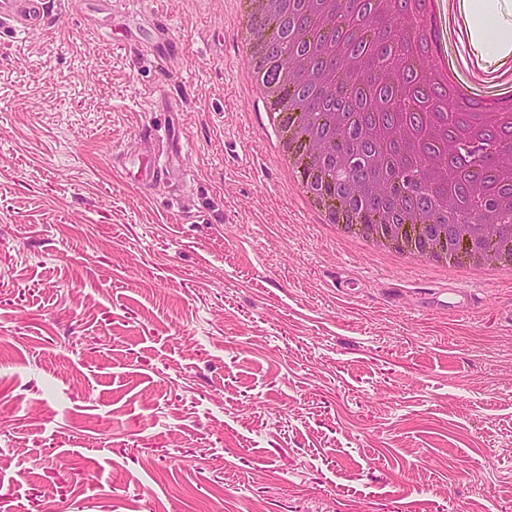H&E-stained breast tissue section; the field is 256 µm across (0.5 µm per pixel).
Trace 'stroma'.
Segmentation results:
<instances>
[{
	"instance_id": "obj_1",
	"label": "stroma",
	"mask_w": 512,
	"mask_h": 512,
	"mask_svg": "<svg viewBox=\"0 0 512 512\" xmlns=\"http://www.w3.org/2000/svg\"><path fill=\"white\" fill-rule=\"evenodd\" d=\"M238 8L0 36V512H512V278L305 209ZM154 120L190 173L144 189L116 159Z\"/></svg>"
}]
</instances>
